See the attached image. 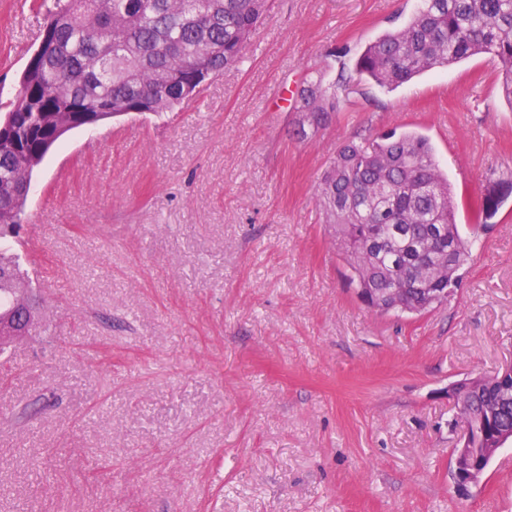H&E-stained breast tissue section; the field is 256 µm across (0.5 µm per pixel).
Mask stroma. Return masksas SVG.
Returning <instances> with one entry per match:
<instances>
[{
  "label": "stroma",
  "instance_id": "stroma-1",
  "mask_svg": "<svg viewBox=\"0 0 512 512\" xmlns=\"http://www.w3.org/2000/svg\"><path fill=\"white\" fill-rule=\"evenodd\" d=\"M416 6L273 0L197 100L49 151L12 244L44 240L45 330L0 356V512H512L497 461L456 496L448 397L512 364V198L472 232L512 170V105L487 56L390 92L355 78ZM46 18L0 0V103ZM341 71L332 122L298 137L293 93ZM390 129L430 140L474 240L448 302L402 317L360 301L316 204L338 145ZM512 196V173L498 176L489 180L485 193L481 199L478 211L476 226L485 230L489 227V221L497 214L501 204Z\"/></svg>",
  "mask_w": 512,
  "mask_h": 512
}]
</instances>
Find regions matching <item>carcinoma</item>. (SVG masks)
Segmentation results:
<instances>
[{
    "label": "carcinoma",
    "mask_w": 512,
    "mask_h": 512,
    "mask_svg": "<svg viewBox=\"0 0 512 512\" xmlns=\"http://www.w3.org/2000/svg\"><path fill=\"white\" fill-rule=\"evenodd\" d=\"M272 0H53L20 89L0 117V314L24 304L30 287L20 257L5 246L23 223L31 180L68 132L98 121L161 115L238 65ZM488 54L500 63L512 104V0H420L400 29L369 42L355 72L392 91L414 77ZM335 93L312 78L297 92L298 133L336 112ZM512 196V173L489 181L476 226L489 227ZM317 200L335 226L347 280L380 314L420 313L432 295L454 291L472 249L456 222L448 175L428 138L375 132L342 142L320 179ZM468 448L487 447L493 428L512 429V399L497 384L464 380L455 402Z\"/></svg>",
    "instance_id": "1"
}]
</instances>
